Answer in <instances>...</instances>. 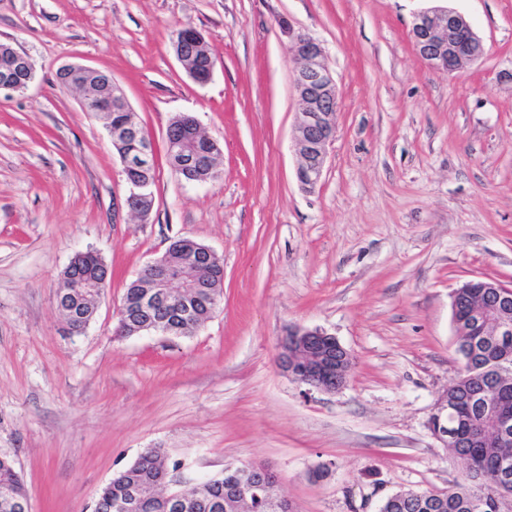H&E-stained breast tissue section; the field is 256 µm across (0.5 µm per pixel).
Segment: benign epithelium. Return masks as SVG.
<instances>
[{"mask_svg":"<svg viewBox=\"0 0 512 512\" xmlns=\"http://www.w3.org/2000/svg\"><path fill=\"white\" fill-rule=\"evenodd\" d=\"M291 50L297 62L293 74V84L299 100V115L293 130V139L299 154L297 178L306 191L315 189L321 180L326 164L328 147L336 134L337 110L340 101V89L336 78L326 62L322 44L307 33L288 31ZM410 40L422 60L439 73H450L465 64L477 62L485 55L482 39L473 31L466 18L447 7H431L413 15L410 28ZM175 57L189 76L200 84L209 82L213 67L207 65L202 71L190 64L195 57L210 56L208 45L202 35H197L195 50L189 54L183 44L173 40ZM7 57L12 67L32 73L33 62L30 56L13 46L8 48ZM99 71L85 66L70 65L60 70V83L68 88L82 92V107L94 105V111L103 116L109 112H129L130 105L117 83H112L113 94L101 96L97 93L96 83ZM113 143L123 148L120 161L123 173L132 170L141 171L154 163L153 142L149 134L141 131L129 122L121 127L107 126ZM180 171L192 172L198 165V155L194 151L183 149L174 160ZM128 194L126 206L128 212L140 216L139 200L145 186L127 181ZM88 253L77 254L65 268L68 289H62L56 296V305L65 308V324L71 336L82 334L91 322L85 313V300L93 297L100 302L107 279L89 276H74L72 270L85 259ZM481 283L483 295L472 303L465 319L454 320L455 335L466 336L477 332L481 338L495 344L505 336L512 335V286L497 280L483 278L472 279L457 286L451 293V303L464 288ZM134 286L145 289V301L150 309L164 308L173 288H205L207 284L197 278L184 283L171 276L169 255L163 254L138 274ZM353 365L350 352L331 334L320 328L294 327L288 331L280 345L278 366L291 379L304 383L316 390L335 392L347 382ZM470 405L480 407L486 412L482 433L471 436L465 433L459 424L462 410L458 399L448 398L437 406L432 419V429L436 437L443 440L447 447L459 440H476L483 444H501L512 440V413L507 410L489 407L487 395L478 392L472 395ZM184 465L178 464L169 470L163 479V485L177 489L175 495L164 494L167 505L179 507L195 493L199 485L186 489L183 475ZM251 480L240 493L242 500H248V494L259 490L270 504L279 512H292L291 503L285 498H274L272 489L277 483L276 475L265 466L249 465L245 467ZM512 480V461L501 458L497 461L496 480L493 486L499 492L496 506H501L507 495L502 488L509 486ZM3 506L16 512H32L28 494L9 492L4 494Z\"/></svg>","mask_w":512,"mask_h":512,"instance_id":"obj_1","label":"benign epithelium"}]
</instances>
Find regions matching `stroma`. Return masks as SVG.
<instances>
[{
    "mask_svg": "<svg viewBox=\"0 0 512 512\" xmlns=\"http://www.w3.org/2000/svg\"><path fill=\"white\" fill-rule=\"evenodd\" d=\"M428 0H0V42L28 53L27 90L0 91V452L33 512H91L148 448L201 480L261 464L295 512H379L442 491L462 465L430 428L459 361L450 294L512 284V0H448L486 47L441 75L408 35ZM323 45L341 91L320 183L296 178V62L281 25ZM195 27L213 75L195 83L176 29ZM70 64L112 74L154 143L147 220L104 120L58 83ZM194 115L221 176L170 168L166 130ZM189 237L224 265L194 335L116 333L124 288ZM112 277L85 333L56 294L76 253ZM320 328L353 357L325 393L283 374L288 327ZM322 469L326 478L315 479Z\"/></svg>",
    "mask_w": 512,
    "mask_h": 512,
    "instance_id": "35a3bbf8",
    "label": "stroma"
}]
</instances>
